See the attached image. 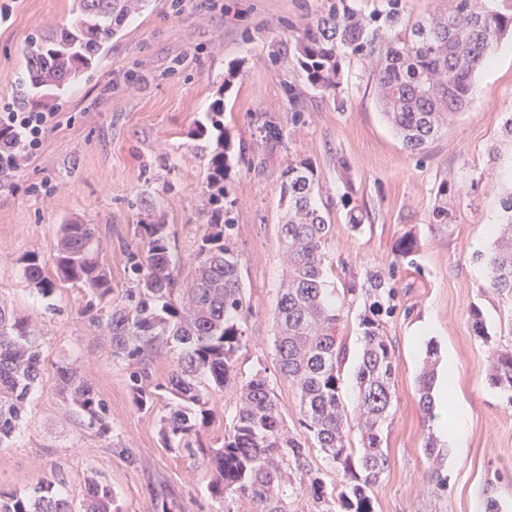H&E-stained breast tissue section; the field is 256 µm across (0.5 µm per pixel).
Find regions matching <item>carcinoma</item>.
I'll use <instances>...</instances> for the list:
<instances>
[{"label": "carcinoma", "mask_w": 512, "mask_h": 512, "mask_svg": "<svg viewBox=\"0 0 512 512\" xmlns=\"http://www.w3.org/2000/svg\"><path fill=\"white\" fill-rule=\"evenodd\" d=\"M148 0H72L77 21L33 38L25 51L20 83L25 93L62 91L93 68L112 37ZM357 0H332L327 12L306 23L296 39L298 60L314 89H336L339 59L360 56L374 64L378 105L411 152L423 149L439 131L460 116L476 92L477 72L492 64L498 39L512 30V0H448V7L411 19L409 0H378L380 8L364 18ZM212 126H196L195 149L204 160L203 193L207 231L195 253V275L181 283L178 259L167 225L140 200L145 218L136 225L142 248L127 253L131 286L124 301L112 303V272L100 260L92 224H64L51 264L38 254L21 258L24 278L43 302L55 310L62 283L83 288L87 300L80 314L103 327L112 342V358L139 363L161 342L175 344V366L163 382L146 367L130 373V391L139 405L167 393L164 446L202 447L199 428L211 418L209 388L232 389L235 415L224 428V442L211 451L210 493L223 499L224 512H288L293 490L288 471L306 478L301 497L308 512H374L373 488L388 468L382 426L393 408L392 378L397 359L383 326L376 319L379 297L394 295L378 273L366 278L361 292L373 299L360 319L362 344L353 375L357 398L353 421L342 396L341 368L345 348L336 329L340 309L330 300L325 280V242L331 232L329 213L319 202V178L312 162L296 157L282 174L279 233L288 258V277L278 290L273 346L281 377L300 399L299 425L304 432L285 433L274 388L266 370L243 379L237 360L247 336L243 314L247 302L239 278L240 258L230 244L231 218L224 212L229 157L219 117L224 103L211 109ZM26 161L19 128L0 123V189L11 186ZM462 197L460 187L444 182L429 215L431 224H449L448 201ZM502 220L491 232L492 248L477 255L488 269L487 287L512 297V194L501 202ZM469 328L487 346L486 377L512 406V347L491 342L479 307L470 308ZM437 348L426 351L418 376L420 409L435 418L433 386ZM45 359L41 343L28 322L0 301V447H9L23 419L25 404L39 384ZM67 399L101 434L110 431L105 405L93 387L67 365L57 366ZM359 448H350L349 433ZM343 473L329 487L322 469L312 464L309 449ZM428 475L442 489L438 440L424 441ZM0 512H121L112 488L101 479L85 485L75 500L53 475L24 493L0 492Z\"/></svg>", "instance_id": "carcinoma-1"}]
</instances>
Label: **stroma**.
Here are the masks:
<instances>
[{
    "mask_svg": "<svg viewBox=\"0 0 512 512\" xmlns=\"http://www.w3.org/2000/svg\"><path fill=\"white\" fill-rule=\"evenodd\" d=\"M328 6L329 0H150L126 19L98 66L52 101L40 143L28 149L12 187L0 190V299L30 322L47 364L20 432L0 447V490L20 492L56 472L77 496L96 475L122 512H152L161 491L172 512H224L208 492L212 472L202 456L165 448L158 406L135 404L130 366L113 361L106 330L79 313L85 292L62 288L58 312H46L19 264L28 253L50 257L61 225H94L100 258L112 272V298L121 300L126 251L139 244L134 227L142 214L132 202L142 196L167 224L183 278H192L206 199L189 134L220 97L233 186L224 207L250 301L240 376L266 369L286 425L298 430L299 399L276 371L272 339L286 275L280 175L301 154L317 167L330 205L326 279L341 308L337 337L348 349L346 405L354 403L364 312L363 297L347 288L378 272L396 290L392 310L380 314L397 367L395 413L384 431L389 466L374 487L375 512H475L479 493L512 512V406L485 377L486 347L467 323L470 307L479 305L493 340L512 345V299L487 289L488 271L475 258L489 249L488 229L512 192V140L501 133L512 113V36L498 42L492 66L477 74L468 109L413 153L378 106L370 61L343 56L336 91L307 85L296 35ZM74 19L71 0H0V113L21 109L16 89L31 37ZM294 112L301 121L293 127ZM444 181L463 185L464 196L453 205V222L439 226L429 215ZM354 207L367 216L357 232L347 223ZM405 235L416 237L419 248L400 261L394 249ZM431 343L440 362L454 363L452 394L468 407L466 445L445 448L448 485L441 490L426 478L417 382ZM60 362L78 366L104 401L109 433L88 428L65 400L55 371Z\"/></svg>",
    "mask_w": 512,
    "mask_h": 512,
    "instance_id": "1",
    "label": "stroma"
}]
</instances>
